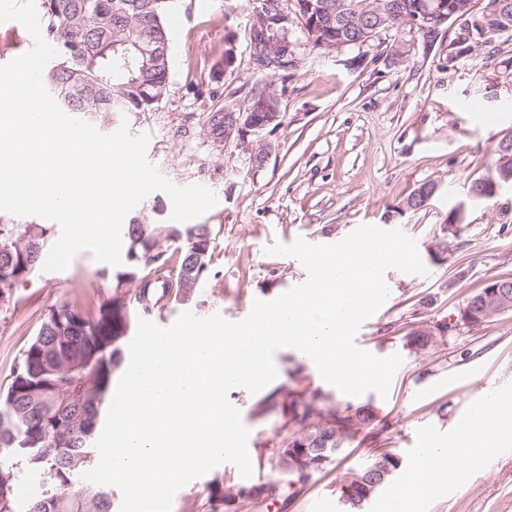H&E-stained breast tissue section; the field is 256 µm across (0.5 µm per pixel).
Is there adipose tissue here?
<instances>
[{
	"label": "adipose tissue",
	"mask_w": 512,
	"mask_h": 512,
	"mask_svg": "<svg viewBox=\"0 0 512 512\" xmlns=\"http://www.w3.org/2000/svg\"><path fill=\"white\" fill-rule=\"evenodd\" d=\"M505 409L503 398H496L491 408L454 437L429 440L422 457L410 463L385 500L382 512H419L422 502L445 491L460 469L481 463L496 449L511 447L512 419Z\"/></svg>",
	"instance_id": "obj_1"
}]
</instances>
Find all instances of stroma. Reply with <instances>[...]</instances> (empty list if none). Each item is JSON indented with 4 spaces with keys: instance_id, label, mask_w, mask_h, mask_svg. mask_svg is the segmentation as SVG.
Masks as SVG:
<instances>
[{
    "instance_id": "1",
    "label": "stroma",
    "mask_w": 512,
    "mask_h": 512,
    "mask_svg": "<svg viewBox=\"0 0 512 512\" xmlns=\"http://www.w3.org/2000/svg\"><path fill=\"white\" fill-rule=\"evenodd\" d=\"M257 7L258 0H175L173 10L183 21L170 31L169 90L154 111L126 116L132 135L149 134L146 158L164 177L179 186H205L217 197L199 218L214 237L213 278L197 287L196 302L169 306L152 322L170 327L186 310L238 322L255 300L275 299L304 283L307 271L298 259L266 254L277 241L333 244L363 224L413 238L426 274L386 270L390 294L359 327L376 356L402 358L387 395H345L293 349L274 355L272 389L321 390L326 408L342 414L366 403L379 411L384 430L356 433L287 510L311 512L321 498L324 512H350L342 488L373 449L392 448L411 461L416 434L427 430L447 439L478 400L481 384L512 394V311L477 328L456 322L459 307L487 281L512 279V190L488 202L468 199L470 183L485 174L494 148L512 138V38L476 49L453 66L452 37L444 30L434 44L418 39L403 56L387 51L375 62L355 48L328 58L301 47L288 74L265 75L251 63ZM230 44L236 58L228 67L224 50ZM259 84L275 91L282 124L264 132L270 154L257 167L237 143H214L207 119L225 105H243ZM478 86L490 87L492 102L474 97ZM427 182L436 187L429 203L407 208L409 195ZM461 202L465 218L453 237L444 226ZM101 267L82 251L66 270L39 271L18 285L14 303L0 309V394L20 350L37 333L41 313L110 294L108 281L97 275ZM444 320L453 328L443 344L411 349L408 335ZM265 397L241 386L228 392L252 450L263 453L256 476L261 483L281 474L273 450L282 418L264 410ZM239 481L234 465H220L182 487L172 512H206L210 487ZM420 512H512V454H497L494 466L466 472L447 494L426 499Z\"/></svg>"
}]
</instances>
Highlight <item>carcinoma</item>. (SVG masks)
I'll list each match as a JSON object with an SVG mask.
<instances>
[{"label":"carcinoma","instance_id":"cac0c4a2","mask_svg":"<svg viewBox=\"0 0 512 512\" xmlns=\"http://www.w3.org/2000/svg\"><path fill=\"white\" fill-rule=\"evenodd\" d=\"M45 35L58 47L59 60L48 70L52 95L67 97L62 106L80 118L95 111L105 118L120 112H150L158 107L170 78V63L144 67L129 52L145 36L156 45L170 41L166 17L172 0H42ZM494 14L496 23L512 27V0H484L477 16ZM304 23L320 28L321 36L336 35L329 14L305 12ZM278 27H254L255 45L286 36ZM289 40L299 37L290 33ZM501 35L471 26H458L450 43L448 61L454 63L478 46L489 47ZM279 109L276 95L265 86L252 90L245 112ZM512 168V152L496 147L487 175ZM125 265L97 275L114 281L101 301L65 302L40 315L39 330L21 350L12 379L0 396V512H113L112 493L86 485L82 473L95 464L94 436L114 372L124 362V349L135 320L150 317L171 304H184L209 271L213 249L208 224H139L122 226ZM52 239L48 224L15 223L0 217V307L8 309L14 290L42 265ZM136 284L134 290L126 285ZM448 323L436 324L438 333L423 331L408 337L417 350L445 340ZM61 359L46 361L47 352ZM77 359L84 375L66 372L64 362ZM326 401L319 390L303 389L287 395L276 390L264 402L278 411L282 427L292 431L277 449V463L285 477L269 483L235 488L212 487L210 512H252L257 507L286 512L288 505L326 469L338 449L350 442L353 427L373 429L379 412L370 405L351 416L328 410L325 423L317 405ZM400 457L391 450L372 455L353 474L346 502L358 508L399 469Z\"/></svg>","mask_w":512,"mask_h":512}]
</instances>
